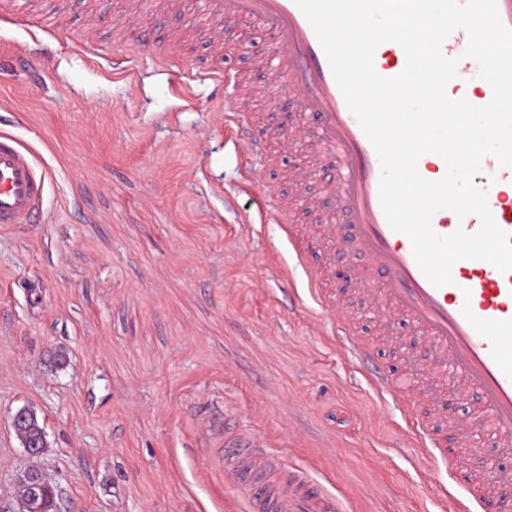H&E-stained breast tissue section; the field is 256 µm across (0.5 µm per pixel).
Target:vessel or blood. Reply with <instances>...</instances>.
<instances>
[{"label":"vessel or blood","instance_id":"vessel-or-blood-1","mask_svg":"<svg viewBox=\"0 0 512 512\" xmlns=\"http://www.w3.org/2000/svg\"><path fill=\"white\" fill-rule=\"evenodd\" d=\"M203 20L217 59L209 75L224 81V32L243 20L272 30L276 41L270 53L255 57L261 70L274 75L266 92L270 100L295 98L303 115L296 137L315 142L318 152L308 168L293 171L289 183L297 189L309 183L315 169L331 167L326 183L337 200L336 215L326 219L331 260L347 265L361 281L378 316L399 315L411 325L414 344L431 354L432 376L420 385L391 375L376 358L371 343L351 328L350 318L324 286L308 259L305 234L288 223V205L272 188L264 197L282 227L296 263L307 274L308 287L319 306L332 312L336 330L347 351L362 361L371 385L395 400L407 403L414 422L413 440L432 460L447 462L448 471L463 483L470 502L501 499L503 487L488 483L468 468L469 459L484 446L470 435L466 423L442 407L448 387L460 395L476 393L483 408L484 432L501 459L512 458V270L500 271L481 259H461L451 269V284L433 285L423 274L408 236L389 225L380 202L381 165L377 152L349 110L333 76L318 37L296 0H200ZM26 0H0V20L12 24L30 21ZM466 30H453L442 42L441 53L455 60L453 91L472 80L466 50ZM373 66L384 78L399 75L404 66L389 51H375ZM224 123L228 140L240 153L260 158L268 154L270 139L279 130L256 126L250 118L253 95L243 87L225 94ZM49 176L32 153L14 136L0 134V224H39L45 215ZM475 185L485 191L494 221L512 238V167L485 156ZM433 230L448 236L456 230L476 233L478 215L458 217L449 209L432 217ZM451 424L455 449L443 444L433 422ZM224 459L235 493L250 512H343L339 498L322 488L308 472L266 448L256 436L225 430Z\"/></svg>","mask_w":512,"mask_h":512}]
</instances>
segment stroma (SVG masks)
Here are the masks:
<instances>
[{"mask_svg": "<svg viewBox=\"0 0 512 512\" xmlns=\"http://www.w3.org/2000/svg\"><path fill=\"white\" fill-rule=\"evenodd\" d=\"M70 39L0 23V133L49 172L40 224L0 225V512H18V475L38 467L57 512H249L216 455L225 422L309 468L347 512H462L465 493L444 463L405 436L406 408L367 385L362 364L330 335L328 314L244 167L287 188L316 149L272 142V167L225 139L207 78L209 33L197 0L156 5L149 36L182 69L137 62L120 72V0H69ZM93 32L96 48L75 47ZM241 52L224 60L255 85L253 54L273 37L240 22ZM327 281L393 371L424 380L429 357L398 347L403 318L381 320L361 283ZM34 410L47 448L28 455L12 425Z\"/></svg>", "mask_w": 512, "mask_h": 512, "instance_id": "stroma-1", "label": "stroma"}]
</instances>
